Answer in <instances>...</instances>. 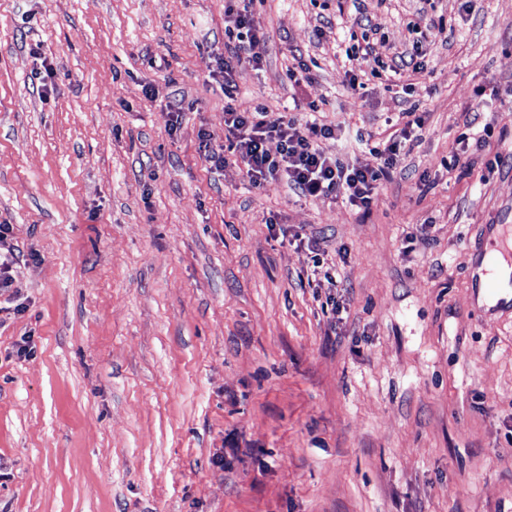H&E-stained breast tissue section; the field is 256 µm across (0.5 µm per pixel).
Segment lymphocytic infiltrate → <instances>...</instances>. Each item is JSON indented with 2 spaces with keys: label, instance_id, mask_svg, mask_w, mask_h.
I'll list each match as a JSON object with an SVG mask.
<instances>
[{
  "label": "lymphocytic infiltrate",
  "instance_id": "obj_1",
  "mask_svg": "<svg viewBox=\"0 0 512 512\" xmlns=\"http://www.w3.org/2000/svg\"><path fill=\"white\" fill-rule=\"evenodd\" d=\"M254 0H229L224 9L227 24L224 28V66L221 70L224 89V139L226 153L215 151L210 140H203L204 157L212 167H222L227 156H234L245 170L250 184L259 186L269 180L287 178L289 186L305 198L320 196H343L360 211H368L374 191L383 181L389 180L397 157L411 140L415 128L424 122L422 113L415 107L401 109L393 130L385 138L370 141L357 135L359 144L372 146L382 158L381 165L374 170L345 166L339 159L327 156L320 147L322 140L332 138L333 128L319 118L318 102H305L304 118L288 113L270 115L260 107L252 112L236 111L232 100L237 92L235 73L247 62L249 47L260 32L251 19ZM414 39L409 49L384 60L374 54V39L371 24H361V38L345 51L350 63L347 72L351 89L361 88L362 67H369L371 74L392 83L407 81L410 74L426 66L423 43L427 38L444 35L447 27L443 20L424 17L407 24ZM278 140L277 153L266 147L269 140Z\"/></svg>",
  "mask_w": 512,
  "mask_h": 512
}]
</instances>
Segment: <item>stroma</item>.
I'll list each match as a JSON object with an SVG mask.
<instances>
[{
    "label": "stroma",
    "instance_id": "35a3bbf8",
    "mask_svg": "<svg viewBox=\"0 0 512 512\" xmlns=\"http://www.w3.org/2000/svg\"><path fill=\"white\" fill-rule=\"evenodd\" d=\"M225 0H0V512H512V307L471 260L512 216V0H436L424 126L361 214L212 169ZM423 0H362L374 52ZM259 0L234 106L317 100L326 155L399 104L352 90L336 6ZM315 65L290 81V48ZM185 108L172 124V99ZM504 144L463 153L472 111ZM278 216L276 229L266 220ZM317 240L337 289L312 275ZM223 464H216V457ZM12 232V225L0 224V292L12 287L13 268L19 262L17 249L9 243ZM2 249L6 252L2 253Z\"/></svg>",
    "mask_w": 512,
    "mask_h": 512
}]
</instances>
